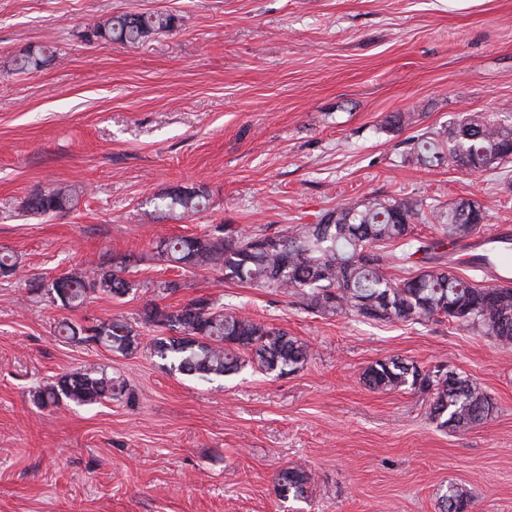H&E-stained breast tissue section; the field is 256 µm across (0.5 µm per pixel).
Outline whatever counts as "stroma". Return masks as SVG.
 I'll return each mask as SVG.
<instances>
[{"label":"stroma","instance_id":"obj_1","mask_svg":"<svg viewBox=\"0 0 512 512\" xmlns=\"http://www.w3.org/2000/svg\"><path fill=\"white\" fill-rule=\"evenodd\" d=\"M122 12L177 27L135 46L84 40ZM42 46L39 70L11 74ZM492 111H512V0L464 12L448 0H0V248L21 267L0 277V512H439L452 484L473 512H512V349L448 323L320 317L151 259L164 237L312 224L339 203L396 195L477 200L490 235L512 225V163L471 174L408 152L457 114ZM393 112L420 119L389 133ZM68 184L83 190L74 208L24 215L31 190ZM179 186L205 187L208 208L155 213L151 197ZM116 254L136 257L142 289L77 309L35 289ZM175 277V293L153 292ZM203 293L306 341L312 360L200 385L145 352L56 331ZM392 356L475 378L494 411L466 431L438 428L422 393L362 383ZM89 365L123 378L134 401L34 403V389ZM291 465L314 475L306 498L280 495Z\"/></svg>","mask_w":512,"mask_h":512}]
</instances>
